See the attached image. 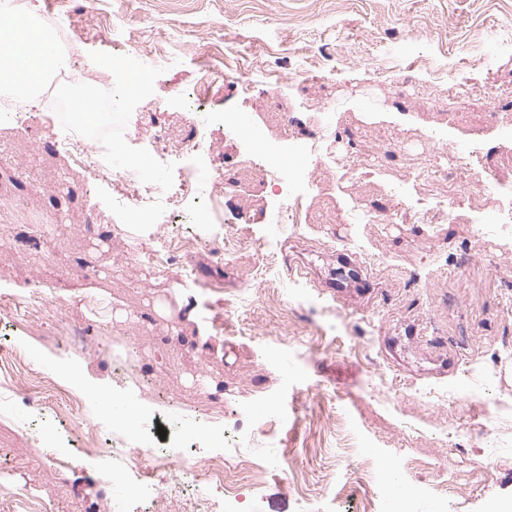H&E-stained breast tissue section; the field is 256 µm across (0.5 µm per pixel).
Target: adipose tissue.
<instances>
[{"mask_svg": "<svg viewBox=\"0 0 512 512\" xmlns=\"http://www.w3.org/2000/svg\"><path fill=\"white\" fill-rule=\"evenodd\" d=\"M64 65L53 36L31 15L0 16V82L31 97Z\"/></svg>", "mask_w": 512, "mask_h": 512, "instance_id": "obj_1", "label": "adipose tissue"}]
</instances>
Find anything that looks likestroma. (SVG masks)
<instances>
[{
  "label": "stroma",
  "mask_w": 512,
  "mask_h": 512,
  "mask_svg": "<svg viewBox=\"0 0 512 512\" xmlns=\"http://www.w3.org/2000/svg\"><path fill=\"white\" fill-rule=\"evenodd\" d=\"M97 10L102 23L75 27L72 52L94 62L126 57L125 73L114 76L119 84L126 72L149 73V92L116 115L144 140L162 131L187 143L204 131L201 114L170 100L199 80L187 45L218 44L241 70H276L286 83L245 92L216 79L207 112L246 115L266 139L287 116L299 132L333 121L361 170L342 177L318 163L324 196L312 201L306 224L283 232L266 217L281 183L241 170L237 139L217 130L219 192L184 196L164 231L133 223L130 209L113 206L111 185L73 166L63 148L78 135L110 150L116 116L101 112L94 124L76 126L69 113L34 106L25 138L0 123V283L42 289L47 315L33 324L0 309V344L22 349L80 397L85 427L112 424L85 392L103 383L111 397L149 412L167 439L175 437L173 420L203 421L195 457L214 455L213 433L256 436L248 460L263 476L241 489L240 512H385L386 497L366 487L382 463L411 491V512H490L512 500V245L480 234L494 215L488 189L456 176L414 184L429 204H454L449 223L351 221L354 206L381 214L397 205L387 163L374 153L392 139L408 142L400 168L465 152L476 140L487 164L512 177V135L484 110L492 97L512 102V7L506 0H98ZM409 31L417 41L403 40ZM133 39L160 49L162 59L130 56ZM464 42L470 50L458 54ZM319 68L332 77L290 84L295 72ZM430 132L435 140H427ZM35 183L40 192H32ZM199 210L249 245L221 263L208 243L193 249L202 289L194 309L177 268L152 279L133 264L114 270L116 256L153 246L161 234L194 236L184 218ZM40 234L58 243L55 267L37 252L8 253L9 241ZM264 238L276 241L273 266L258 279L254 243ZM468 250L475 260L456 271ZM73 290L79 299H66ZM217 310L227 320L220 335L211 330ZM129 311L150 316L148 332L130 329ZM62 312L94 326L87 349L66 353L52 343ZM416 316L429 327L427 341L404 334ZM116 356L130 364L120 378L112 373ZM144 362L167 384L168 398L143 390ZM202 384L221 386L222 403H202ZM42 429L56 442L63 477L21 430L0 425L17 492L43 499L45 512H102L112 486L92 457L107 451V441L84 447L50 415ZM451 465L473 481L447 493L440 475Z\"/></svg>",
  "instance_id": "obj_1"
}]
</instances>
